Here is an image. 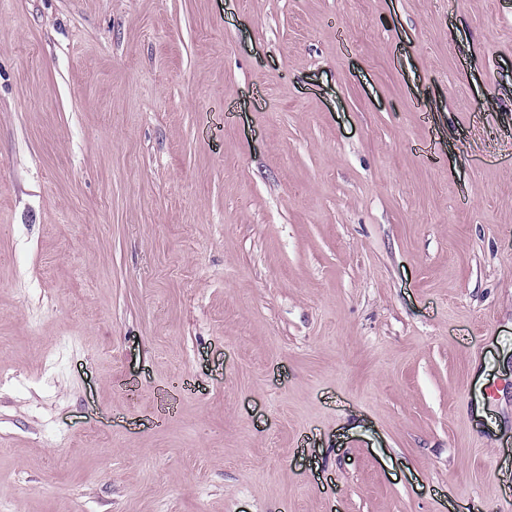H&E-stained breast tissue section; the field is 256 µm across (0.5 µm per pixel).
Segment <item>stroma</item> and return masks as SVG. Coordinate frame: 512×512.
I'll return each mask as SVG.
<instances>
[{"label":"stroma","mask_w":512,"mask_h":512,"mask_svg":"<svg viewBox=\"0 0 512 512\" xmlns=\"http://www.w3.org/2000/svg\"><path fill=\"white\" fill-rule=\"evenodd\" d=\"M0 512H512V0H0Z\"/></svg>","instance_id":"35a3bbf8"}]
</instances>
